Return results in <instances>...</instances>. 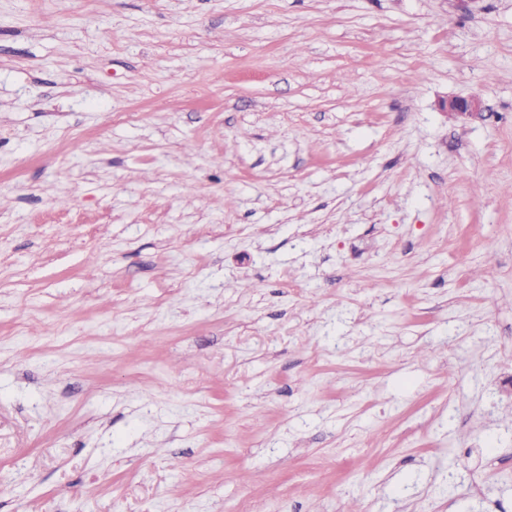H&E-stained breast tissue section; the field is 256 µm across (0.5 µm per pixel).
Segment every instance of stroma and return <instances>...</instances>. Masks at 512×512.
Here are the masks:
<instances>
[{
    "label": "stroma",
    "mask_w": 512,
    "mask_h": 512,
    "mask_svg": "<svg viewBox=\"0 0 512 512\" xmlns=\"http://www.w3.org/2000/svg\"><path fill=\"white\" fill-rule=\"evenodd\" d=\"M511 341L512 0H0V512H512ZM448 114L456 118L466 121L468 119L480 118L483 114V101L479 96L469 98L451 99L444 106Z\"/></svg>",
    "instance_id": "stroma-1"
}]
</instances>
